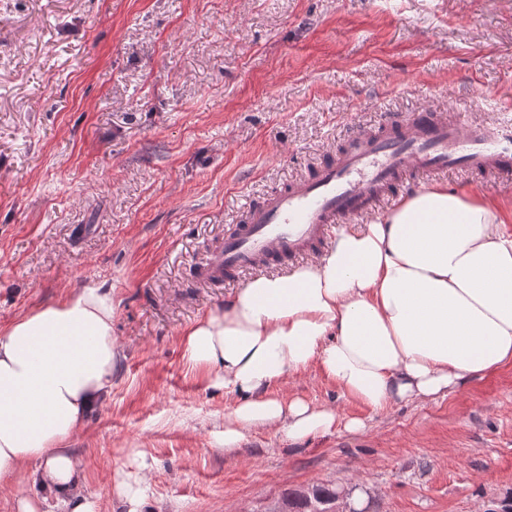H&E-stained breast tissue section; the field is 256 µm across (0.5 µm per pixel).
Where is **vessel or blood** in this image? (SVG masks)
Segmentation results:
<instances>
[{"mask_svg": "<svg viewBox=\"0 0 512 512\" xmlns=\"http://www.w3.org/2000/svg\"><path fill=\"white\" fill-rule=\"evenodd\" d=\"M459 169L511 178L512 126L426 110L390 119L352 136L335 159L250 206L200 276L224 283L263 264L297 261L323 246L332 225L375 211L407 181Z\"/></svg>", "mask_w": 512, "mask_h": 512, "instance_id": "b4317fda", "label": "vessel or blood"}]
</instances>
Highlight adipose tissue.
Instances as JSON below:
<instances>
[{
	"label": "adipose tissue",
	"mask_w": 512,
	"mask_h": 512,
	"mask_svg": "<svg viewBox=\"0 0 512 512\" xmlns=\"http://www.w3.org/2000/svg\"><path fill=\"white\" fill-rule=\"evenodd\" d=\"M112 290L75 288L0 331V479L39 465L40 493L17 512H94L65 443L110 393ZM190 370L237 403L216 437L263 427L330 432L328 409L270 390L318 365L345 394L382 409L447 395L512 366V213L442 185L414 191L359 230L341 229L310 264L259 275L182 334Z\"/></svg>",
	"instance_id": "1"
}]
</instances>
